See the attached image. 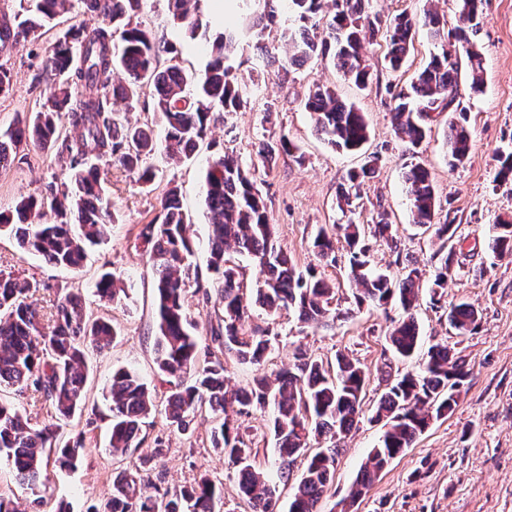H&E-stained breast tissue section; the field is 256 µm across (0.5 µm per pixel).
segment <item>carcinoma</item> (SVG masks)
Here are the masks:
<instances>
[{"mask_svg": "<svg viewBox=\"0 0 512 512\" xmlns=\"http://www.w3.org/2000/svg\"><path fill=\"white\" fill-rule=\"evenodd\" d=\"M83 4L94 22L59 36L34 75L36 83L50 85V95L24 125L0 140L1 170L12 165L21 146L31 144L54 152L65 163L66 180L49 186L39 197L22 199L15 214L0 213V231L9 230L21 248L67 270L82 267L87 248L99 244L106 225L115 221L100 165L110 164L148 183L154 172L147 159L157 150L172 161L190 158L207 135L214 114L238 112L247 104V85L231 75L225 60L243 43L260 46L268 23L276 18L271 0H264L267 12L253 21H224L223 31L211 43L212 60L196 79V93L190 97L185 92L187 78L176 62L178 50L166 40L164 30L135 21L143 0H83ZM368 4L369 0H334L327 33L322 34L321 0H287L289 24L281 31L284 60L278 74L286 78L292 67L313 59L328 60L345 78L365 87L371 80L362 55L365 41L385 32L388 63L396 71L413 47L418 30L426 29L440 43V51L430 56L408 90L395 95L397 104L392 112L396 133L414 148L430 130L431 112L454 105L462 70L469 72L473 92L482 91V58L470 33L483 0H458L460 25L452 32L445 31L447 21L435 11L427 10L420 17L403 12L387 21L370 13ZM70 8L71 0H35L29 16L0 19V33L12 31L9 44L0 39V52L38 39L47 24ZM166 25L181 30L191 41L206 35L208 22L201 0H167ZM458 43L465 51L462 56ZM146 88L152 91L153 110L164 122L161 142L152 128L130 124L123 111L113 108L117 100L128 109L133 107ZM306 108L317 132L335 150L355 152L367 142L364 114L339 98L334 88L314 85ZM292 150L286 136L262 141L256 151L257 164L265 167L276 155ZM470 151L466 113L459 110L456 120L448 124V164H464ZM375 165L372 159L360 170L347 173L338 191L340 204L352 206L360 184L374 172ZM404 181L413 222L435 227L440 240L452 238L453 225H434L437 199L428 168L421 163L410 165ZM204 188L210 226L208 269L217 277L216 302L221 315L210 326V344L201 346L184 305L186 286L199 280L198 270L192 261L179 195L171 188L160 202L159 214L141 233L154 273L156 365L169 385L168 395L159 405L136 370L113 372L108 391L112 454L123 455L139 447L141 423L160 406L169 426L180 434L190 433L194 414L207 407L217 419L210 433L211 446L221 449L236 467L239 491L249 512H276L274 490L264 473L255 469L253 448L227 413V408L235 406L236 414L248 416L270 406L281 476L289 477L296 459H305L290 512H321L340 452L336 437L350 433L363 415L365 371L339 357L331 373L301 352L292 367L281 370L273 381L263 377L240 388L226 385L224 357L259 364L271 351L274 336L270 328L250 323L253 304L270 312L288 308L301 322L322 323L331 316L335 289L317 266L297 269L274 243L252 172L237 156L225 152L213 158ZM499 229L492 252L511 254L512 222L501 221ZM336 230L342 232L349 247L357 302L377 306L398 302L404 317L391 330L389 342L398 356H412L421 342L414 316L421 271L410 268L398 281L376 273L369 267V246L360 226L338 224ZM371 235L394 242L385 212L378 213ZM335 249V234L320 228L312 242L316 260L335 261ZM230 250L258 263L261 279L255 287L244 286L238 266L226 258ZM438 253L440 266L433 285L442 288L456 252L442 245ZM32 288L25 279L0 273V387L20 394L32 392L51 406L46 418L33 426L19 407L0 399V454L11 462L15 480L30 491L43 483L47 450L55 449V462L62 469L80 463L84 435L79 433L73 442L59 445L60 422L85 404L87 353L103 352L118 336L110 321L87 312L81 295L72 292L61 294L51 318L43 320L40 311L26 302ZM94 288L99 299L112 303L125 293L110 272L101 275ZM448 320L457 335L467 336L477 326L478 310L461 301L450 309ZM467 376L465 360L436 343L429 347L419 373L408 372L387 384L377 402L375 419L385 420L389 428L361 467L350 502L362 498L379 472L410 447L431 419L453 411L456 391ZM312 434L325 437L330 446L308 453ZM149 485L140 472H125L112 480V494L103 509L92 512H221L224 505L223 489L207 478L167 490L159 497L147 493Z\"/></svg>", "mask_w": 512, "mask_h": 512, "instance_id": "cac0c4a2", "label": "carcinoma"}]
</instances>
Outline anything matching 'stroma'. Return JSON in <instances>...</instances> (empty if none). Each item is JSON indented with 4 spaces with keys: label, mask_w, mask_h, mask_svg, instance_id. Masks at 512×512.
<instances>
[{
    "label": "stroma",
    "mask_w": 512,
    "mask_h": 512,
    "mask_svg": "<svg viewBox=\"0 0 512 512\" xmlns=\"http://www.w3.org/2000/svg\"><path fill=\"white\" fill-rule=\"evenodd\" d=\"M370 6L384 16L403 11L419 16L433 9L444 15L449 27L458 24L456 0H371ZM54 37L50 31L37 42L0 52V63L13 75L9 92L0 95V137L33 114L42 101L43 88L35 83L34 75ZM475 42L482 53L483 90L472 93L468 79L463 78L456 98L467 111L472 141L470 159L463 166H448L451 112L434 113L429 132L414 151L397 136L392 124V90L409 87L414 74L439 48L426 32H418L414 51L397 72L386 65L384 37L365 46L372 80L363 89L327 61L309 62L287 78H278L273 67L263 65L259 50L247 47L230 60L233 74L253 86L247 105L212 123L191 160L173 162L154 155L149 163L155 177L147 184L116 169L104 171L116 221L108 225L103 242L88 250L79 271L49 266L21 249L13 236L0 233V271L38 282V290L30 292L29 298L43 313L52 311L57 290L78 292L93 314L110 319L119 330L109 349L89 354L86 405L61 426L63 438L84 434L81 463L74 469L48 463L46 477L34 495L14 480L1 456L0 495L16 501L20 512H56L63 503L69 512H86L90 505L100 506L109 499L118 468L135 469L147 458L158 487L172 489L204 476L222 486L228 512H248L238 495L233 466L209 443L214 425L210 411L196 414L190 436L174 432L161 416H150L142 426L140 447L129 449L119 459L110 447L112 411L106 392L113 371L129 366L139 371L155 395L165 390L155 362L154 277L139 237L143 226L158 214L161 197L170 187H178L190 221L192 260L201 283L210 284L204 193L208 162L229 151L243 166H251L255 143L275 141L285 134L295 144V152L280 154L275 163L259 168L254 176L277 246L303 268L315 262L311 243L319 228L350 222L368 226L378 210H385L398 246L393 249L382 241L371 242L368 260L373 270L396 280L408 264L420 269L415 316L422 348L408 359L393 355L388 336L403 310L395 302L383 307L356 305L349 250L340 240L335 262L320 266L322 276L336 285L331 304L334 320L304 324L285 309L270 313L253 308V323L270 326L276 339L262 365L229 361L226 376L230 384L244 386L259 375L275 376L292 363L298 349L326 363L341 354L364 368L365 406L370 409L383 393L387 377L419 371L426 347L448 344L464 357L469 369L453 411L432 420L413 445L378 475L354 510L512 512V256L495 255L490 247L494 224L512 221V181L493 180L499 155L512 153V0H484ZM319 82L335 86L342 100L363 112L369 127L365 152L333 150L316 133L305 100L312 85ZM373 155L379 158L375 173L362 182L351 210H340L339 185L349 170L362 167ZM414 160L424 163L431 173L438 220L456 228L448 245L458 262L438 300L431 292L438 242L432 230L413 224L403 181L406 166ZM63 178L55 156L28 147L10 169L0 172V211H12L21 198L44 194L49 185ZM106 271L123 280L127 295L121 301L93 296V283ZM461 300L472 303L480 314L477 329L465 337L458 336L448 322L451 305ZM271 418L270 412L257 411L238 417L236 423L258 450L257 467L277 486L278 512H289L304 466L296 464L289 479H281ZM383 432V424L366 415L341 438L342 451L322 512H336L337 504L346 500L361 464ZM159 440L165 446L160 456L154 453Z\"/></svg>",
    "instance_id": "1"
}]
</instances>
